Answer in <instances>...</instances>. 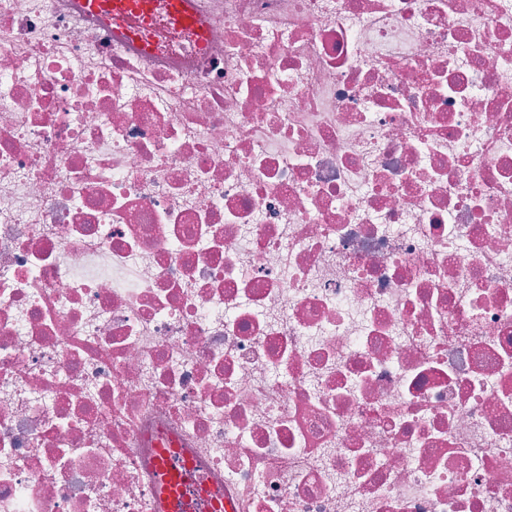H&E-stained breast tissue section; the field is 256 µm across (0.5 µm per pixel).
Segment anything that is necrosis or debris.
Segmentation results:
<instances>
[{"label": "necrosis or debris", "mask_w": 512, "mask_h": 512, "mask_svg": "<svg viewBox=\"0 0 512 512\" xmlns=\"http://www.w3.org/2000/svg\"><path fill=\"white\" fill-rule=\"evenodd\" d=\"M0 0V512H512V0ZM86 7L95 13H110L120 16L124 14H143L149 8L146 0H85Z\"/></svg>", "instance_id": "obj_1"}]
</instances>
